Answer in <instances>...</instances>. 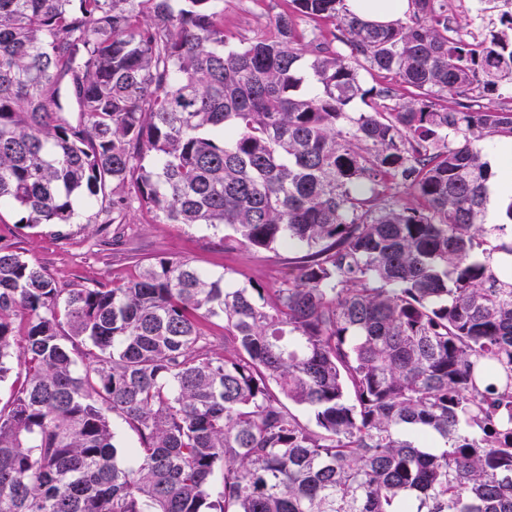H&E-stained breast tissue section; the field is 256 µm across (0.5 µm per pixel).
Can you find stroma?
I'll return each instance as SVG.
<instances>
[{"label":"stroma","instance_id":"obj_1","mask_svg":"<svg viewBox=\"0 0 512 512\" xmlns=\"http://www.w3.org/2000/svg\"><path fill=\"white\" fill-rule=\"evenodd\" d=\"M285 7L286 0H224V28L246 39L268 35ZM16 219L10 210L0 214V244L37 261L64 288L101 280L124 283L135 275L137 265L158 256L187 259L213 274L274 288L292 278L302 254L301 249L285 245L228 249L220 233L207 225L160 223L136 207L122 224L98 223L91 210L62 228L41 224L22 229Z\"/></svg>","mask_w":512,"mask_h":512}]
</instances>
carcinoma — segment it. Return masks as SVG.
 <instances>
[{
  "label": "carcinoma",
  "instance_id": "carcinoma-1",
  "mask_svg": "<svg viewBox=\"0 0 512 512\" xmlns=\"http://www.w3.org/2000/svg\"><path fill=\"white\" fill-rule=\"evenodd\" d=\"M484 2L481 40L446 0L387 24L289 0L236 42L224 0H0L16 223L121 224L136 199L228 248L304 250L272 289L173 258L61 288L1 244L0 381L22 380L0 512H512V241L482 223L512 108L469 103L512 92V0Z\"/></svg>",
  "mask_w": 512,
  "mask_h": 512
}]
</instances>
